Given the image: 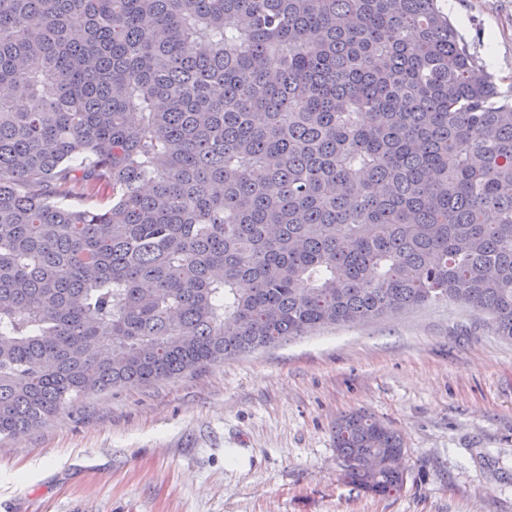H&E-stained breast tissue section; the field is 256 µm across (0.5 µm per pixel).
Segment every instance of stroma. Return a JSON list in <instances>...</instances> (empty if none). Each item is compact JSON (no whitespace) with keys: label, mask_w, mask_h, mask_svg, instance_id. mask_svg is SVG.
<instances>
[{"label":"stroma","mask_w":512,"mask_h":512,"mask_svg":"<svg viewBox=\"0 0 512 512\" xmlns=\"http://www.w3.org/2000/svg\"><path fill=\"white\" fill-rule=\"evenodd\" d=\"M512 93V0H441ZM404 440L403 489L341 477L337 418ZM0 512H512V340L453 302L322 328L0 438Z\"/></svg>","instance_id":"1"}]
</instances>
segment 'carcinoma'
I'll return each instance as SVG.
<instances>
[{
  "label": "carcinoma",
  "mask_w": 512,
  "mask_h": 512,
  "mask_svg": "<svg viewBox=\"0 0 512 512\" xmlns=\"http://www.w3.org/2000/svg\"><path fill=\"white\" fill-rule=\"evenodd\" d=\"M5 86L1 437L441 300L512 339V98L439 0H0ZM334 441L402 490L397 431Z\"/></svg>",
  "instance_id": "cac0c4a2"
}]
</instances>
